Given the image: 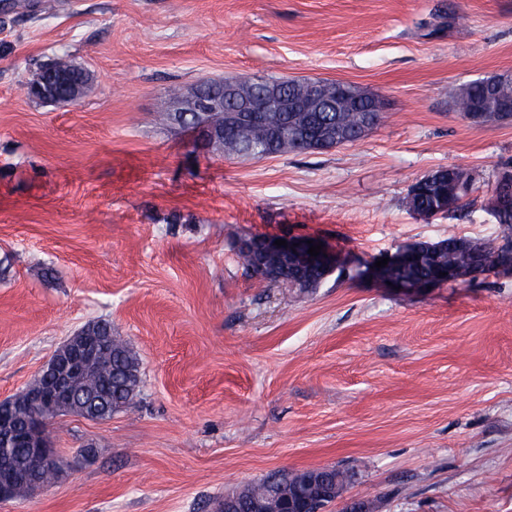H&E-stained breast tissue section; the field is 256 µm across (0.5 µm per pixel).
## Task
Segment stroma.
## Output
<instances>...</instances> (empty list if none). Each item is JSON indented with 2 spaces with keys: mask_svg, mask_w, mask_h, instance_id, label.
<instances>
[{
  "mask_svg": "<svg viewBox=\"0 0 512 512\" xmlns=\"http://www.w3.org/2000/svg\"><path fill=\"white\" fill-rule=\"evenodd\" d=\"M65 57L75 105L23 85ZM512 71V0H0V399L105 320L141 363L133 405L49 427L59 479L0 512H212L277 470L346 467L377 512H512V272L405 294L368 267L398 246L496 236L512 122L450 102ZM323 78L385 120L323 152L202 150L167 90ZM464 208L409 210L441 168ZM323 240L349 269L311 293L246 273L244 240ZM94 452L79 459L78 448Z\"/></svg>",
  "mask_w": 512,
  "mask_h": 512,
  "instance_id": "stroma-1",
  "label": "stroma"
}]
</instances>
